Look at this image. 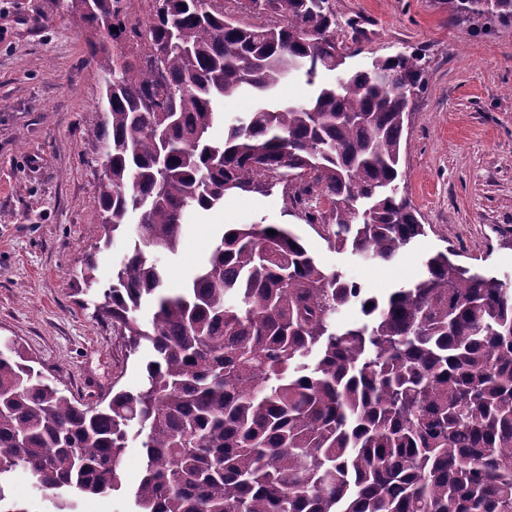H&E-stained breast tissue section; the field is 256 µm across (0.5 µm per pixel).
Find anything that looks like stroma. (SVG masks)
Wrapping results in <instances>:
<instances>
[{
  "label": "stroma",
  "mask_w": 512,
  "mask_h": 512,
  "mask_svg": "<svg viewBox=\"0 0 512 512\" xmlns=\"http://www.w3.org/2000/svg\"><path fill=\"white\" fill-rule=\"evenodd\" d=\"M336 40L349 68L420 52L424 88L414 96L402 138L405 190L423 236L390 262L330 247L290 211L281 188L264 197L226 196L193 213L177 254L160 255L167 288L184 287L226 224H289L321 265L382 295L425 272L445 252L454 264L512 284V23L473 35L476 22L448 16L446 0H330ZM100 74L64 0H0V339L20 341L44 373L73 396L137 391L138 359L97 317L77 273L100 234L96 197L102 148L91 131L103 120ZM144 474L130 440L120 491L90 496L82 512H129ZM9 501L52 512L51 494L16 470Z\"/></svg>",
  "instance_id": "obj_1"
}]
</instances>
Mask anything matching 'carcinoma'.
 Here are the masks:
<instances>
[{"mask_svg":"<svg viewBox=\"0 0 512 512\" xmlns=\"http://www.w3.org/2000/svg\"><path fill=\"white\" fill-rule=\"evenodd\" d=\"M127 2L68 9L95 32L86 48L104 78L95 250L137 215L95 309L150 357L138 391L90 403L4 344L0 512H25L6 503L19 468L54 491L55 512L120 490L132 436L145 463L135 512H512L511 288L438 253L378 297L262 221L223 228L175 293L154 258L177 252L190 213L281 184L331 247L392 261L424 234L400 192L422 55L350 71L329 0H236L273 26L220 0H147L133 23ZM446 2L458 19L512 23V0ZM292 70L314 95L281 103L270 93ZM240 91L256 108L227 124L220 103ZM351 306L368 320L336 328Z\"/></svg>","mask_w":512,"mask_h":512,"instance_id":"1","label":"carcinoma"}]
</instances>
